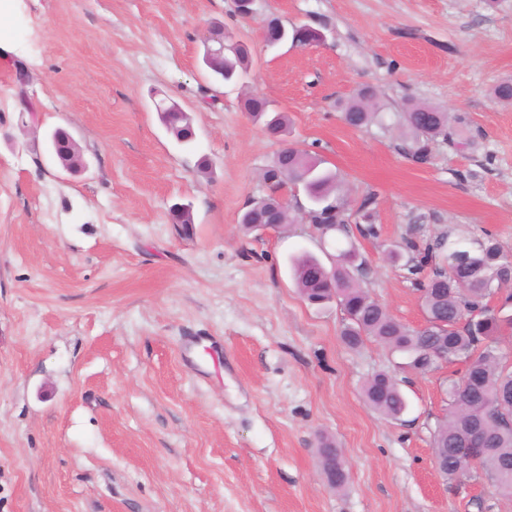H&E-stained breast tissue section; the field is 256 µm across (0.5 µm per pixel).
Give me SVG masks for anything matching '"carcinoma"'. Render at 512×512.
<instances>
[{
  "instance_id": "cac0c4a2",
  "label": "carcinoma",
  "mask_w": 512,
  "mask_h": 512,
  "mask_svg": "<svg viewBox=\"0 0 512 512\" xmlns=\"http://www.w3.org/2000/svg\"><path fill=\"white\" fill-rule=\"evenodd\" d=\"M291 34L301 46L318 41V32L308 26L288 28L279 19L272 18L264 32L265 43L278 41L282 34ZM247 51L236 50L233 56L212 68L213 76L224 82L239 79L244 70ZM376 91L364 87L355 97L341 106L343 120L355 128L365 127L379 119L374 110ZM243 108L250 115L268 116L265 131L272 138L288 132V115L276 112L269 115L268 101L247 97ZM403 124L410 131L404 150L421 161L432 157L433 146L442 141L463 148L467 142L455 139L449 116L425 104H412L403 112ZM277 181L269 188L280 191L284 181L300 182L311 207L298 214L300 220L315 225L334 224L344 231L350 223L351 209L340 191V180L335 171L324 166V161L298 148L288 154H277L268 166ZM375 194H367L358 207L367 234L373 233L369 223L373 216ZM405 265L411 274L422 273L437 259L432 273L418 281L423 291L425 313L435 320L450 324L448 335L435 336L434 329L415 330L397 321L388 309L372 298L355 282L358 254L354 245L336 249L339 263L336 272L327 279L320 275V260L302 254L292 260L293 278L299 293L308 303L336 300L344 313L341 329L343 342L357 348L371 339L392 355L408 360L417 371L431 368L437 358L436 349L448 353V363L467 365L464 376L450 375L445 382L448 408L444 420L434 435L437 458L448 463L442 473L449 481L460 478L456 468L459 449L465 447L474 432L487 433L485 447L477 460L496 494L512 497V426L504 424L512 418V369L507 367L502 343L509 329L512 311V257L507 255L499 241L491 234L467 248L459 242L441 237L435 247H421L415 240L406 242ZM493 295L500 297L501 308L487 306ZM479 392L486 398L481 403L470 392ZM367 404L381 415L396 419L407 409V401L398 384L387 372L373 375L364 386Z\"/></svg>"
}]
</instances>
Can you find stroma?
<instances>
[{
    "label": "stroma",
    "instance_id": "obj_1",
    "mask_svg": "<svg viewBox=\"0 0 512 512\" xmlns=\"http://www.w3.org/2000/svg\"><path fill=\"white\" fill-rule=\"evenodd\" d=\"M0 0V512H512L478 472L444 481L433 440L458 364L407 368L373 341L341 340V308L307 304L291 272L354 244L359 283L422 324L416 278L386 261L407 239L496 236L512 255V0ZM323 42L271 49L262 21ZM223 24L248 51L214 80L202 41ZM28 74L19 84L18 68ZM373 87L381 122L348 126L337 102ZM287 113L269 139L244 98ZM171 99L196 138L176 143ZM418 102L456 118L468 149L400 151ZM34 119H27L26 111ZM65 129L84 161L60 166ZM342 180L350 208L375 193L374 235L300 221L244 232L247 203L282 145ZM208 159L201 169L199 159ZM186 205L189 230L171 223ZM389 372L396 420L363 395ZM343 448L329 488L321 437Z\"/></svg>",
    "mask_w": 512,
    "mask_h": 512
}]
</instances>
